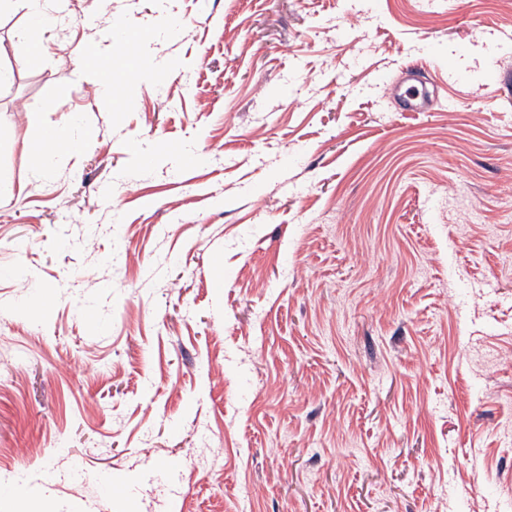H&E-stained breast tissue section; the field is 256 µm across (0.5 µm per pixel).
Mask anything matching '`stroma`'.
Instances as JSON below:
<instances>
[{"label": "stroma", "mask_w": 512, "mask_h": 512, "mask_svg": "<svg viewBox=\"0 0 512 512\" xmlns=\"http://www.w3.org/2000/svg\"><path fill=\"white\" fill-rule=\"evenodd\" d=\"M155 6L0 13V512H512V8ZM84 138L83 128L70 120L49 128L40 139L29 141L27 146L44 164L54 166L62 162L66 153L83 144Z\"/></svg>", "instance_id": "1"}]
</instances>
